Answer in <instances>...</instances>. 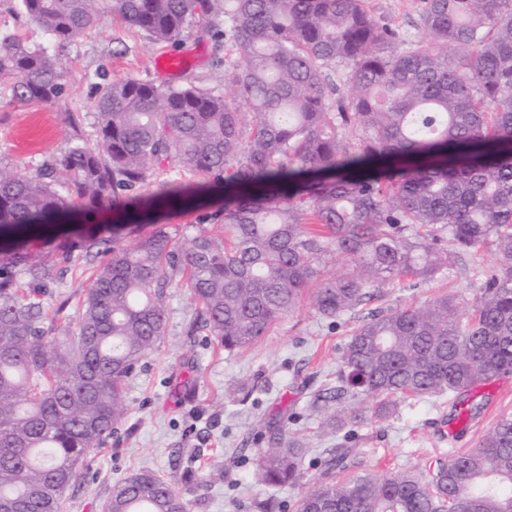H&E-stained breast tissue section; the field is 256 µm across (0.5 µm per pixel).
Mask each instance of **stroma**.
<instances>
[{
  "label": "stroma",
  "instance_id": "1",
  "mask_svg": "<svg viewBox=\"0 0 512 512\" xmlns=\"http://www.w3.org/2000/svg\"><path fill=\"white\" fill-rule=\"evenodd\" d=\"M366 7L396 32L397 44L418 40V0H366ZM202 28V22H192L180 41L161 46L106 16L78 41L60 46L31 21L20 0H0V30L47 47L67 80L62 99L33 104L15 101L11 79L0 77V168L33 173L61 157L73 135L93 141L94 100L104 82L134 75L164 85L188 75L215 92L227 91L223 71L211 65L214 44L202 37ZM168 53L183 54V73H158L156 60ZM500 262L491 246L461 254L433 281H401L380 302L338 318H324L302 302L258 345L234 352L205 331L189 333L196 303L185 289H169L167 333L129 383L128 412L117 434L81 464L63 512H103L113 482L140 469L168 481L188 501L189 512H258L257 502L295 500L322 478L329 448L348 449L353 471L384 475L400 468L425 470L477 447L501 415L512 414V373L478 388L479 415L456 429L451 405L441 397L402 406L387 419H369L351 437L326 436L310 396L322 384L335 383L351 330L370 312L419 306L440 295L473 305L483 273ZM90 274L84 261L68 264L45 305L46 322L73 316ZM243 382L253 390L246 398L237 391ZM270 425L299 438L307 450L300 481L285 491L258 480L256 454L267 445Z\"/></svg>",
  "mask_w": 512,
  "mask_h": 512
}]
</instances>
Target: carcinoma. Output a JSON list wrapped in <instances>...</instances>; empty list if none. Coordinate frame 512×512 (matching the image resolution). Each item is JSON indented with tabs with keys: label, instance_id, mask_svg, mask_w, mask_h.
Masks as SVG:
<instances>
[{
	"label": "carcinoma",
	"instance_id": "obj_1",
	"mask_svg": "<svg viewBox=\"0 0 512 512\" xmlns=\"http://www.w3.org/2000/svg\"><path fill=\"white\" fill-rule=\"evenodd\" d=\"M108 2L112 16L167 44L189 19L216 47L230 95L189 79L137 77L97 90L96 138L76 137L34 174L0 169V239H45L48 252L0 249V512H61L78 464L127 409V386L166 333L167 289L198 305L192 329L231 352L256 344L303 297L337 318L396 280L431 281L451 256L490 245L473 309L439 296L378 311L352 331L334 386L312 395L321 428L345 432L399 405L461 394L512 371V0H420L421 40L392 47L365 0H21L63 46ZM350 66L347 89L327 70ZM0 76L24 102H56L64 76L47 49L0 33ZM158 169L198 174L156 183ZM224 193L194 235L159 224L194 207L198 187ZM112 212V233L57 239L76 212ZM151 230L143 234L141 226ZM217 224L220 232L204 225ZM138 237L134 247L122 244ZM94 265L77 327L44 326L58 265ZM352 270L326 277L324 257ZM305 448L282 433L258 453L262 482H298ZM325 476L295 512H512V417L468 453L384 476L346 471L331 448ZM105 512H189L150 470L112 485Z\"/></svg>",
	"mask_w": 512,
	"mask_h": 512
}]
</instances>
